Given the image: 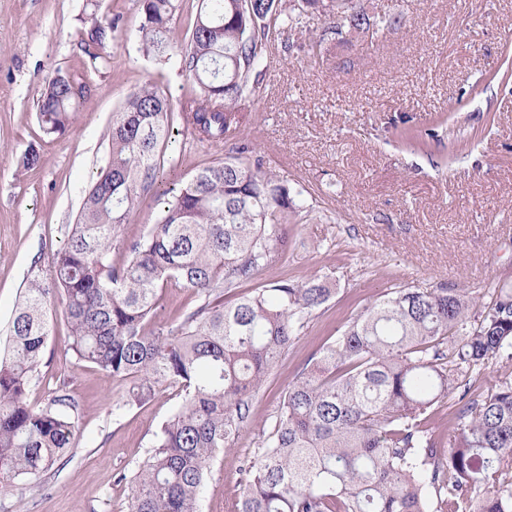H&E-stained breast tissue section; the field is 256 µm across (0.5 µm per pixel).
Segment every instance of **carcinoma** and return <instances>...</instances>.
Instances as JSON below:
<instances>
[{"label":"carcinoma","mask_w":512,"mask_h":512,"mask_svg":"<svg viewBox=\"0 0 512 512\" xmlns=\"http://www.w3.org/2000/svg\"><path fill=\"white\" fill-rule=\"evenodd\" d=\"M139 4L141 50L176 60L199 95L182 107L181 129L165 90L146 84L128 95L112 113L105 163L49 277L24 289L0 356V495L40 483L72 443L68 382L57 384L46 407L27 403L48 304L58 295L69 349L106 376L131 381L126 404L162 388L184 392L149 456L119 477L132 484L129 512H198L213 457L250 424L253 393L331 297L318 277L247 288L288 250L287 225L306 211L305 200L288 177L251 162L257 144L243 139L224 160L163 192L158 222L122 263H113L112 248L141 195L163 183L158 159L172 139L188 132L224 144L242 101L262 99L265 87L250 76L266 53L264 20L302 35L322 0H306L304 13L278 0H199L183 40L172 26L174 0ZM327 17L338 35L396 25L358 0H335ZM114 30L111 20L94 21L82 50L97 58ZM86 99L75 77H45L43 133L67 135ZM168 281L200 298L175 334L146 328ZM221 286L243 292L218 306L210 297ZM486 295L478 302L461 288H389L322 345L271 417L237 512H512V380L478 394L463 380L492 362H512V287L491 285ZM447 400L446 443L430 420Z\"/></svg>","instance_id":"carcinoma-1"}]
</instances>
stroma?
I'll return each instance as SVG.
<instances>
[{"label": "stroma", "instance_id": "stroma-1", "mask_svg": "<svg viewBox=\"0 0 512 512\" xmlns=\"http://www.w3.org/2000/svg\"><path fill=\"white\" fill-rule=\"evenodd\" d=\"M361 4L377 18L398 19V27L378 37L327 34L326 67L303 51L284 54L273 36L258 66L265 96L245 101L239 127L229 132L256 141L265 169L306 189L308 211L290 224L288 250L264 280L319 276L333 293L253 394L251 424L232 449L216 454L199 512H236L244 471L289 382L387 287L463 288L478 298L489 284H512V83L485 82L504 46H512V0ZM95 17L116 29L93 62L80 40ZM139 26L137 0H0L1 351L27 279L46 273L104 163L113 112L149 78L177 107L198 94L176 61L140 52ZM58 70L86 82L89 93L73 132L50 139L37 123L36 102L43 78ZM444 108L452 119L441 144L428 153L402 145L394 120L406 118L422 135ZM460 140L469 149L457 157ZM32 147L44 163L20 171L18 159ZM223 156V147L191 135L163 154L175 178ZM161 210L156 193L142 198L113 260L124 258ZM197 303L178 283L165 284L152 327L176 330ZM47 319L28 402L45 407L57 380H66L77 403L75 437L41 487L0 495V512H129L124 476L145 458L183 395L162 389L143 405H126L128 382L68 352L62 304L52 303Z\"/></svg>", "mask_w": 512, "mask_h": 512}]
</instances>
